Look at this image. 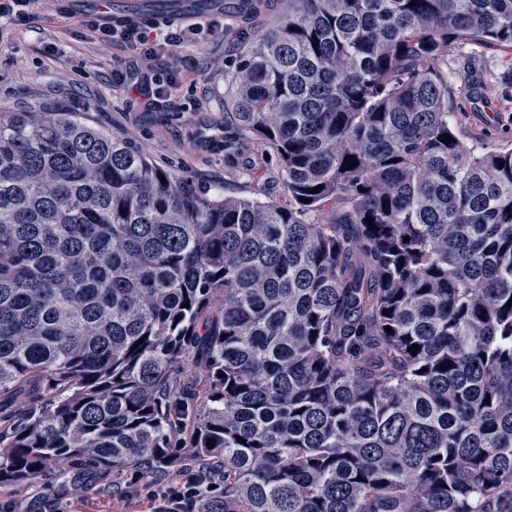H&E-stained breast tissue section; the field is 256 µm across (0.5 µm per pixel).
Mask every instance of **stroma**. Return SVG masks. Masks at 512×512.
<instances>
[{
    "label": "stroma",
    "mask_w": 512,
    "mask_h": 512,
    "mask_svg": "<svg viewBox=\"0 0 512 512\" xmlns=\"http://www.w3.org/2000/svg\"><path fill=\"white\" fill-rule=\"evenodd\" d=\"M288 0H258L249 12L225 10L220 29L191 44L170 47L155 61L168 93L150 110L122 81L138 65L120 44L92 37L64 18L55 0H41L27 25H0V107L51 104L98 128L140 145L157 163L175 166L231 196L285 201L273 151L247 147V170L224 162V114L233 72L248 37L280 24ZM448 76L456 87L452 112L468 144L512 146V50L456 43L448 49ZM131 471L113 472L84 485H52L39 491L0 490L15 512H146L147 502L121 497Z\"/></svg>",
    "instance_id": "1"
}]
</instances>
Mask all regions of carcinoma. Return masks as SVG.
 I'll return each instance as SVG.
<instances>
[{"label":"carcinoma","mask_w":512,"mask_h":512,"mask_svg":"<svg viewBox=\"0 0 512 512\" xmlns=\"http://www.w3.org/2000/svg\"><path fill=\"white\" fill-rule=\"evenodd\" d=\"M457 42L512 50V0H288L224 113L286 205L0 108V487L207 463L197 512H500L512 147L449 118Z\"/></svg>","instance_id":"carcinoma-1"}]
</instances>
